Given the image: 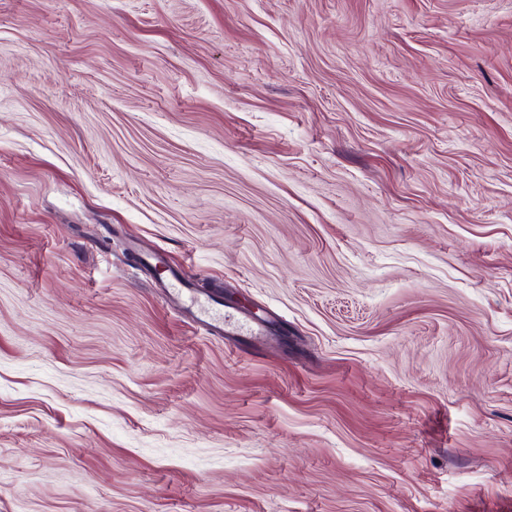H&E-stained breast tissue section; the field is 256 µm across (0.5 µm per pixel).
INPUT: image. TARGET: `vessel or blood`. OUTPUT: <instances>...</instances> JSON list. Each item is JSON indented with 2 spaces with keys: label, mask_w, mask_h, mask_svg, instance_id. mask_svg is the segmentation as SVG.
I'll return each instance as SVG.
<instances>
[{
  "label": "vessel or blood",
  "mask_w": 512,
  "mask_h": 512,
  "mask_svg": "<svg viewBox=\"0 0 512 512\" xmlns=\"http://www.w3.org/2000/svg\"><path fill=\"white\" fill-rule=\"evenodd\" d=\"M165 288L169 301L184 309L191 324L204 328L210 335L227 339L238 336L255 339L264 334L262 323L248 314L226 315L219 312L210 300L196 298L189 284L177 275L169 276Z\"/></svg>",
  "instance_id": "obj_1"
}]
</instances>
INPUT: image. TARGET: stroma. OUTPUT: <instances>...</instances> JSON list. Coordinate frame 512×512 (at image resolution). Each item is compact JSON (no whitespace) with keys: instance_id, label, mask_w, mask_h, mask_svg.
Instances as JSON below:
<instances>
[{"instance_id":"obj_1","label":"stroma","mask_w":512,"mask_h":512,"mask_svg":"<svg viewBox=\"0 0 512 512\" xmlns=\"http://www.w3.org/2000/svg\"><path fill=\"white\" fill-rule=\"evenodd\" d=\"M0 512H512V0H0ZM163 286L166 288L168 300L184 309L190 323L204 328L211 336H221L226 339L249 336L253 340L266 336L263 324L248 314L226 315L219 312L210 299L196 298L193 295L195 291L175 273L170 272Z\"/></svg>"}]
</instances>
